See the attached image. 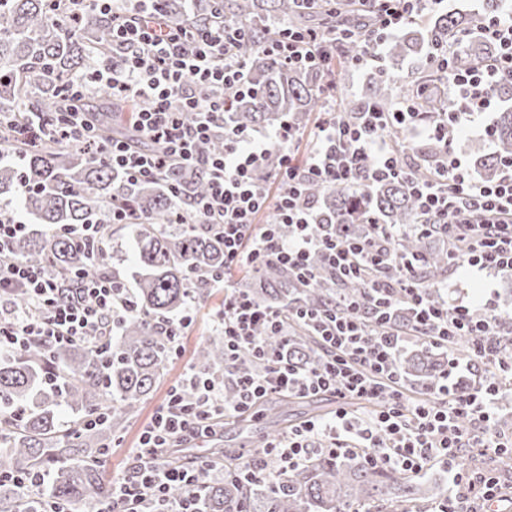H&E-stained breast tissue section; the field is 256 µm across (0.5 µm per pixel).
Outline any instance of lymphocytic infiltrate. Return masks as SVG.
<instances>
[{
    "label": "lymphocytic infiltrate",
    "instance_id": "1",
    "mask_svg": "<svg viewBox=\"0 0 512 512\" xmlns=\"http://www.w3.org/2000/svg\"><path fill=\"white\" fill-rule=\"evenodd\" d=\"M114 2L62 0L61 10L72 18L88 4L111 13L112 56L68 85L65 95L71 105L63 121L50 127L41 113L28 112L19 131L32 139L49 136L64 145H97L113 170L130 182L158 179L179 165L203 170L209 183L205 196H188L172 182L167 190L175 201L174 223L186 224L192 212L201 227L224 238V272L212 281L224 291V308L217 316L224 336V377L204 379L186 369L181 388L171 389L142 429L133 466L113 480L112 497L100 503L97 512H144L147 501L157 505V512H194L192 499L169 501L171 486L193 491L226 472L220 464L192 469L173 464V448L216 435L236 414L255 411L260 401L272 396L306 398L325 392L336 399L334 414L303 421L268 441L262 458L243 462L240 473L247 482L263 483L270 461L285 474L317 453L338 456L364 448L369 464L403 471L417 472L429 461H441L456 481L467 483L480 507L489 506L496 497V480L459 468L458 451L504 452L512 447L495 429L498 382L512 376V341L501 334L494 303L433 301L430 287L418 278L416 262L395 254L398 232L388 225H373L368 236L351 241L314 234L315 207L305 195L311 180L344 185L407 175L390 130L414 126V107L404 101L392 112L369 110L359 124L348 125L337 115L335 95L326 93V112L316 124L310 153L298 160L300 134L290 124H281L262 140L225 128L224 90L245 81V68L234 56L246 34L244 27L216 21L173 29L155 8V0H135L137 9L131 13L114 10ZM444 2L371 0L376 22L366 37L367 60L380 62L388 37L417 15L443 10ZM501 2V9L483 17L477 27L496 43L495 59L468 70L448 69L447 56L438 60L447 70L451 108L425 125L426 139L437 142L440 151L430 175L412 182L422 216L417 231L441 228L452 259L489 276L512 273V163H505L496 181H484L463 165L453 142L458 127L491 108L501 82L512 81V0ZM330 48L328 42L286 28L267 44L270 55L308 68L320 66ZM100 87L138 104L134 126L156 144V151H134L123 140L103 136L86 119V97ZM201 87L210 88V95L198 96ZM185 110L197 113L194 124L182 122ZM219 132L224 135L223 153L206 154L205 145ZM273 148L279 151V166L268 172V180H260ZM272 184L277 194H270ZM270 208L276 212L275 221L261 223L260 215ZM28 230L22 214L7 213L0 205V352L18 351L37 340L106 341L134 308L129 284L108 275L34 267L15 258L13 242ZM314 254L332 277L359 280L360 300L313 312L293 307L283 311L239 294L232 280L238 269L256 271L273 260L310 279L315 275L309 264ZM18 289L29 296L27 309L12 304L11 295ZM399 303L408 307L413 331L432 346L444 348L454 337H470L469 362L488 370L483 383L461 392L444 382L429 399L408 402L396 359L407 336L391 323ZM295 322L316 330L324 347L321 365L294 364L256 333L263 325L273 335L286 337ZM244 351L261 362L260 371L237 368ZM230 386L239 394L234 405L224 400ZM464 419L469 429H461Z\"/></svg>",
    "mask_w": 512,
    "mask_h": 512
}]
</instances>
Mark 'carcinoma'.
<instances>
[{
    "mask_svg": "<svg viewBox=\"0 0 512 512\" xmlns=\"http://www.w3.org/2000/svg\"><path fill=\"white\" fill-rule=\"evenodd\" d=\"M57 0H0V107L31 110L55 122L64 110L63 95L69 82L87 68L88 60L112 50V15L85 8L77 22L58 17ZM169 25L181 29L204 26L221 16L243 24L248 36L235 51L245 64L252 92L224 89L225 124L253 130L275 126L288 119L301 131L311 114L325 111L320 93L323 71L294 68L265 51L272 39L268 22L276 20L296 31L326 36L335 29L351 31L352 38L337 46L331 58V79L341 90L352 67L362 55V29L374 18L351 0H326L312 11H301L295 0H160ZM455 46L449 63L457 70L493 59V43L476 35L473 14L448 12L425 26L406 23L390 40L382 65L369 77L365 95L340 105L342 121L354 124L361 112L375 108L394 110L405 96L406 77L399 75L409 60L424 61L436 49ZM502 102L495 129L494 150L477 166L480 178L496 180L504 160L512 159V82L496 91ZM133 105L106 94L105 101L91 106L89 120L104 132L131 140L148 151L152 144L141 140L125 113ZM448 109L445 91L429 89L417 106L418 119ZM404 146L422 162L411 166L414 179L427 177L437 153L431 142L415 146L406 129L393 130ZM0 144L15 152L0 157V195L6 194L18 209L34 220V227L13 242L16 258L35 266L79 270L90 276L112 271L107 239L96 238L80 245L65 232L70 226L99 224L112 229V205L134 213L133 300L135 310L120 321L116 335L95 348L86 344L50 347L33 343L28 348L0 355V473L21 475L33 468L48 470L45 494L74 512H85L112 496L101 463L112 437L122 433L153 387L164 375L174 343L161 332L167 318L179 317L189 297L202 303L204 279L224 271V240L212 233L190 231L171 223L173 202L166 180H177L195 196L208 190L205 174L176 168L156 182L126 184L104 155L93 146L57 145L48 139L32 144L17 135L14 127L0 128ZM307 198L316 204L314 231L341 239L366 233L369 220L407 229L421 221L418 202L404 177L366 184L308 185ZM401 257L420 261V275L434 285L448 274V241L438 232L405 233L394 245ZM241 292L257 302L286 309L299 306L322 309L360 296L354 279L333 280L325 274L308 285L287 268L269 264L245 275ZM322 354L318 339L302 325L288 338V357L312 365ZM400 372L418 393L430 394L443 379L445 362L431 346L416 341L399 354ZM195 370L206 377L224 373V337L211 336L195 354ZM279 397L259 407L267 430L251 441H264L288 429L292 421ZM79 414L81 423L62 419V411ZM97 420L94 427L82 421ZM440 497L437 484L416 481L394 470L374 467L363 455L314 456L303 468L279 477L262 489L228 477L197 490L195 512H344L349 505L373 502L382 512L398 503L432 501ZM19 488L0 481V512H19Z\"/></svg>",
    "mask_w": 512,
    "mask_h": 512,
    "instance_id": "1",
    "label": "carcinoma"
}]
</instances>
